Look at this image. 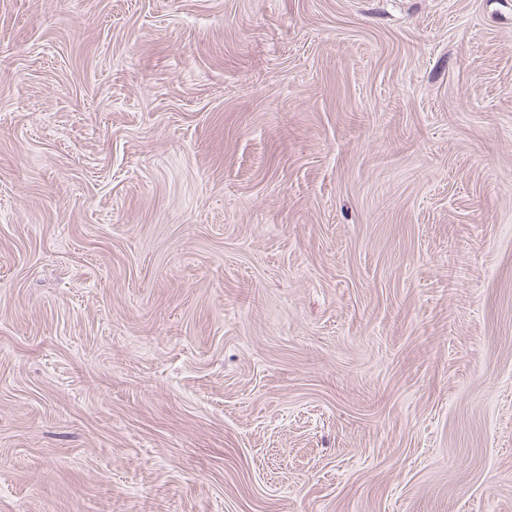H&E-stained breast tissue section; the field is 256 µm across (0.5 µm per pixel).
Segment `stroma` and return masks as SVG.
<instances>
[{
  "instance_id": "stroma-1",
  "label": "stroma",
  "mask_w": 512,
  "mask_h": 512,
  "mask_svg": "<svg viewBox=\"0 0 512 512\" xmlns=\"http://www.w3.org/2000/svg\"><path fill=\"white\" fill-rule=\"evenodd\" d=\"M0 512H512V0H0Z\"/></svg>"
}]
</instances>
